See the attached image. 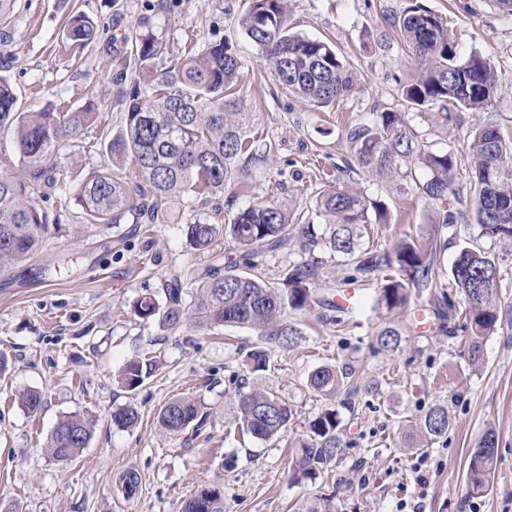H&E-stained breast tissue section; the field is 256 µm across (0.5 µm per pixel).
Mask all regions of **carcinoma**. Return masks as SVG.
I'll use <instances>...</instances> for the list:
<instances>
[{
  "label": "carcinoma",
  "instance_id": "carcinoma-1",
  "mask_svg": "<svg viewBox=\"0 0 512 512\" xmlns=\"http://www.w3.org/2000/svg\"><path fill=\"white\" fill-rule=\"evenodd\" d=\"M408 52L421 69L420 75L397 89L400 105L421 109L437 105L448 119L449 107L484 112L492 104L499 76L490 62L474 53L459 60L457 44L442 18L419 5L389 19ZM239 25L261 50L282 89L307 99L313 106L328 107L354 86L352 65L339 56L330 42L310 38L288 27V0H250ZM99 29L83 13L66 22L62 43L74 51H84L97 43ZM161 46L149 31L132 35L131 55L125 57L112 76L117 100L123 107L121 134L104 144L112 166L95 170L81 183L77 198L90 224H122L132 213L144 215L150 224H169L171 217L163 204L170 198L220 197L230 184L245 185L252 168L271 159L276 146L270 141L257 144L251 135L253 113L245 111V101L234 94L242 62L232 43H208L198 51L183 52L180 63L165 70L155 69ZM107 108L98 103L82 112H60L52 106L36 112L17 110L16 96L9 80L0 75V129L14 130L15 155L0 154V274L26 262L41 247L50 232L48 214L37 199L51 185V159L83 127ZM350 159L344 172L370 171L382 179L396 175L414 179L409 167L426 170L429 177L416 183L419 193L439 203L436 224L451 228L457 223L461 190L455 185V157L448 151H433L418 132L409 129L406 113L388 108L374 119L348 127L343 136ZM475 224L478 236L511 239L512 222L503 224L499 214L512 213V135L504 134L493 116L486 117L470 145ZM131 160L142 180L134 184L122 175ZM26 167L28 176L12 173L14 163ZM408 170L401 171V166ZM316 214L324 224L317 235L311 224L300 228V247L311 258L290 269L281 285L271 286L251 270L253 259L265 252L288 248L295 225L288 206L281 202L251 204L240 210L229 224L196 222L184 225L190 245L207 251L219 235L242 253L246 270L209 264L194 273L196 295L190 305L183 302L184 278L175 274L165 284L166 304L144 296L133 306L143 320H156L166 329L188 322L249 327L257 332L259 346L246 355L249 372L266 370V347L288 348L301 335L289 320L287 310H300L312 302L313 286L320 280L322 258L316 250L343 257L364 280L381 279L384 284L377 303L391 311L404 308L411 293L428 294L439 317L457 314L455 304L442 289L451 286L461 292L468 330L467 354L477 361L483 340L498 322L499 283L509 278V268L495 262L468 238L459 239V254L450 271L438 267L437 248L446 244L436 237H406L392 249L363 246L367 224L388 223L386 204L359 188L340 184L320 191ZM377 342L395 350L401 333L392 326L382 328ZM158 367L152 358L126 362L119 380L130 391L141 386ZM355 370L350 365L319 367L308 377L317 391L334 394L346 389L357 393L350 383ZM19 404L29 412L38 411L43 396L36 390L18 393ZM233 405V423L242 432L267 442L280 438L288 429L292 410L276 393L258 387L245 389L240 382ZM209 413L193 397H177L160 411V427L172 436L189 428L199 429ZM139 414L126 406L112 414L119 427H134ZM336 411L327 409L310 424V436L301 445V457L293 480L313 479L344 448ZM448 406L431 407L420 420V432L433 441L448 434ZM93 426L79 415L61 418L53 428L46 452L54 460L67 463L89 444ZM495 460V435L487 434L472 453L467 480L470 492L487 490ZM183 512H224V492L213 484L195 493Z\"/></svg>",
  "mask_w": 512,
  "mask_h": 512
}]
</instances>
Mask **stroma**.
Here are the masks:
<instances>
[{"instance_id":"stroma-1","label":"stroma","mask_w":512,"mask_h":512,"mask_svg":"<svg viewBox=\"0 0 512 512\" xmlns=\"http://www.w3.org/2000/svg\"><path fill=\"white\" fill-rule=\"evenodd\" d=\"M454 34L458 55L488 57L500 79L487 112L458 109L445 123L434 108L411 110L407 121L435 151L452 152L456 183L469 190V146L486 115L512 131V15L497 0H420ZM410 0H289L293 31L332 41L357 70L352 92L316 108L280 88L266 58L237 24L249 0H14L0 16V74L12 83L20 111L51 105L70 112L104 102L96 120L50 161L54 186L39 206L56 226L42 248L0 276V353L11 364L0 377V512H183L205 485L224 488L225 512H297L312 498H333L336 512H512V280L500 287L499 321L485 337L483 355L471 362L461 321L427 328L412 309L374 307L378 282L360 283L366 302L349 309L317 303L289 312L300 329L296 344L269 349L259 383L286 399L293 419L279 442L241 434L232 424L229 393L245 377L243 360L258 342L255 330L186 324L162 328L137 317L142 295L164 300L174 274L208 264L211 254L236 263L240 254L224 238L211 253L195 251L181 227L195 221L228 224L241 209L270 200L288 201L293 221L323 231L315 214L317 192L345 181V129L373 113L397 107V88L415 64L386 13ZM80 11L102 30L97 45L71 54L61 45L69 13ZM152 32L162 45L158 69L177 49L230 40L242 62L241 94L261 139L276 142L273 159L254 168L245 188L229 187L222 200L179 197L170 203L174 224H90L76 198L89 171L111 166L102 139L123 124L111 76L127 46L126 35ZM360 187L388 206L391 220L371 224L364 242L392 245L402 233L432 232L438 206L413 183L379 179L369 172ZM400 329L398 349H382L384 325ZM137 356L157 358L158 372L130 391L117 381ZM351 365L360 386L356 404L344 392L329 395L307 384L321 366ZM43 395L38 412L16 396ZM190 395L210 417L200 430L174 437L158 425L161 408ZM447 402V436L425 442L418 423ZM134 405L133 429L113 424L118 408ZM338 414L344 440L340 457L316 480L294 483L299 445L309 424L325 410ZM77 414L94 425L80 456L60 463L44 451L58 420ZM497 440L486 493L471 494L467 468L486 433ZM138 483L132 496L117 486L126 474Z\"/></svg>"}]
</instances>
